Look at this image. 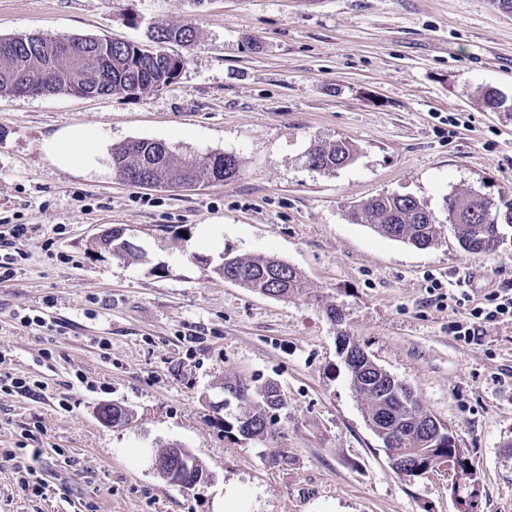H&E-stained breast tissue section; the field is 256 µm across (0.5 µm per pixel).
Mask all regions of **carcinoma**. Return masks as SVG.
Returning a JSON list of instances; mask_svg holds the SVG:
<instances>
[{"instance_id":"carcinoma-1","label":"carcinoma","mask_w":512,"mask_h":512,"mask_svg":"<svg viewBox=\"0 0 512 512\" xmlns=\"http://www.w3.org/2000/svg\"><path fill=\"white\" fill-rule=\"evenodd\" d=\"M190 26L159 28L151 34L154 46L149 54H137L130 45L113 38L78 36L57 38L44 35H18L0 38V94L26 96L43 92L75 93L92 73H105L104 88L127 96L158 89L173 80L164 44L195 41ZM357 148L346 139L315 143L306 153L310 169L331 173L351 164ZM112 172L118 179L133 184L147 181L152 187L175 185L191 188L220 183L236 177L238 161L228 153H209L199 158L174 162L171 148L160 150L153 140H132L112 147ZM430 208L409 195H379L356 204L350 210L351 221L365 224L375 232L428 249L440 239L444 225H451L458 244L467 252L492 253L499 247L503 224H512V203L499 205L477 191L446 199L444 214H429ZM214 272L237 280L243 288L287 298L303 288V275L296 267L271 257L220 256ZM342 350L348 357L347 369L353 393L366 405L369 426L379 433L382 418L390 419L396 439L384 444L388 457L400 462L402 475L417 477L433 469L439 455L453 453L466 463L462 449L448 443V427L442 435L422 436L428 412L411 388L401 389L386 370L360 351V346L343 337ZM228 394L245 405L244 411L224 427L254 439L272 437L277 428L264 429L266 410L283 405L276 386L267 382L251 386L241 380L225 387Z\"/></svg>"}]
</instances>
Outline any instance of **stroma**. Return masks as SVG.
<instances>
[{"mask_svg":"<svg viewBox=\"0 0 512 512\" xmlns=\"http://www.w3.org/2000/svg\"><path fill=\"white\" fill-rule=\"evenodd\" d=\"M193 22L169 45L178 77L134 97L0 95V225L36 224L0 281V512H213L226 489L242 512H458L451 476L399 475L353 394L342 337L411 386L451 430L480 483L479 512L512 505V320L470 343L427 276L471 305L512 285V224L490 254L452 229L419 250L352 223L353 203L409 194L443 213L448 195L512 201V12L493 0H0V37L108 35L148 44L152 28ZM507 102L488 110L478 90ZM456 125H449V118ZM93 127L96 169L51 162L45 139ZM345 138L355 160L310 169L317 141ZM169 145L176 158L236 156V178L193 190L140 188L112 173V148ZM106 226L143 249L94 248ZM226 251L281 259L305 280L276 299L224 281ZM472 272V284L461 281ZM336 309L339 320L328 311ZM44 317V326L20 323ZM275 383L279 433L225 432L240 412L224 384ZM128 406L124 427L99 408ZM190 448L214 479L185 489L149 455ZM52 471L41 496L18 486L28 449ZM282 450L285 458L273 461Z\"/></svg>","mask_w":512,"mask_h":512,"instance_id":"1","label":"stroma"}]
</instances>
